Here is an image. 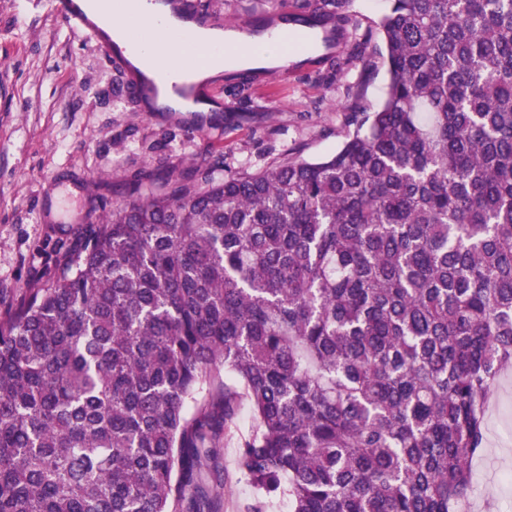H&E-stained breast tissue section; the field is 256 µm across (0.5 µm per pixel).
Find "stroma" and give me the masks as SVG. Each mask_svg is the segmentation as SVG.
Instances as JSON below:
<instances>
[{"label": "stroma", "mask_w": 512, "mask_h": 512, "mask_svg": "<svg viewBox=\"0 0 512 512\" xmlns=\"http://www.w3.org/2000/svg\"><path fill=\"white\" fill-rule=\"evenodd\" d=\"M300 0H189L192 9L235 23ZM389 0H349L338 54L289 76L258 81L219 77L223 111L191 131L164 113L145 112L125 79L94 45L49 12L44 0H0V317L23 289L50 277L57 243L73 227L98 223L146 171L181 178L209 168L224 177L259 171L290 153L332 155L356 107L385 95L378 22ZM483 455L458 512H512V368L489 398ZM212 479L226 490L220 512H242L252 489L228 438Z\"/></svg>", "instance_id": "obj_1"}]
</instances>
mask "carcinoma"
I'll use <instances>...</instances> for the list:
<instances>
[{
  "mask_svg": "<svg viewBox=\"0 0 512 512\" xmlns=\"http://www.w3.org/2000/svg\"><path fill=\"white\" fill-rule=\"evenodd\" d=\"M317 161L146 173L0 319V512H454L512 367V0H389ZM236 433L225 442L222 440V450L218 459L217 469L208 475L209 481L224 479L226 496L224 505L219 512H242L247 500L252 497V489L246 479L241 476L236 466Z\"/></svg>",
  "mask_w": 512,
  "mask_h": 512,
  "instance_id": "1",
  "label": "carcinoma"
}]
</instances>
